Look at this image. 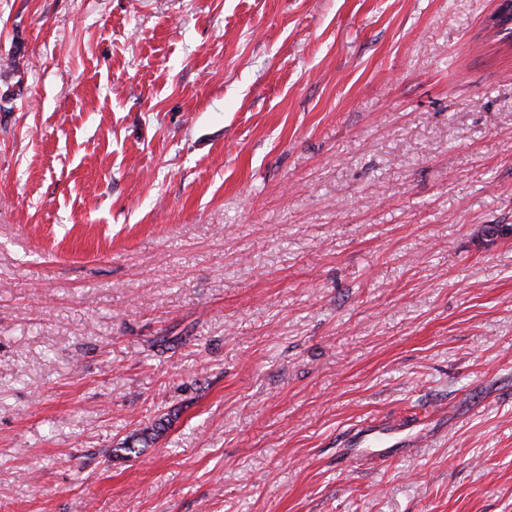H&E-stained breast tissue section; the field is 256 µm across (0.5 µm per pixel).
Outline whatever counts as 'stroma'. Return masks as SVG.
<instances>
[{"instance_id": "obj_1", "label": "stroma", "mask_w": 512, "mask_h": 512, "mask_svg": "<svg viewBox=\"0 0 512 512\" xmlns=\"http://www.w3.org/2000/svg\"><path fill=\"white\" fill-rule=\"evenodd\" d=\"M498 0H0V512H512Z\"/></svg>"}]
</instances>
